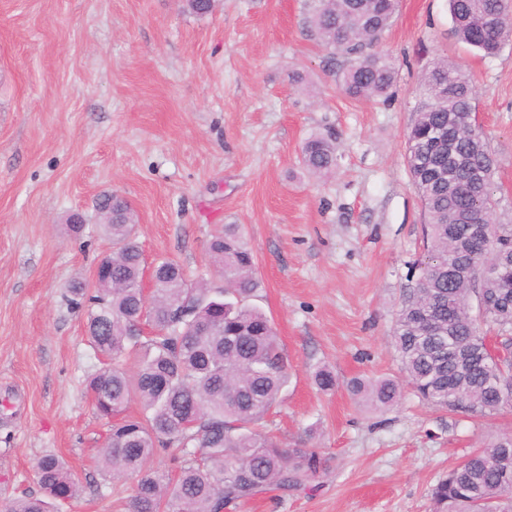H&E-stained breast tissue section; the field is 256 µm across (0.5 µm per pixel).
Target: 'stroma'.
<instances>
[{
	"label": "stroma",
	"instance_id": "obj_1",
	"mask_svg": "<svg viewBox=\"0 0 512 512\" xmlns=\"http://www.w3.org/2000/svg\"><path fill=\"white\" fill-rule=\"evenodd\" d=\"M309 0H219L199 17L182 0H0V505L38 493L53 452L81 486L58 512H125L131 483L106 488L109 425L85 387L99 363L68 287L91 281L110 240L87 225L116 192L134 208L146 262L178 260L222 285L210 235L240 224L288 356L269 420L289 447L310 441L328 470L302 492L273 489L237 512H429L433 486L479 442L512 429L451 413L403 386L367 407L353 380L401 377L391 331L416 280L424 212L405 160L420 79L458 65L496 160L501 223L512 222V41L484 57L452 32L447 0H400L377 49L393 62L388 99L354 100L335 82L347 59L310 33ZM301 74L305 85L293 82ZM336 136L333 176L303 170L305 139ZM336 386L320 391L313 372Z\"/></svg>",
	"mask_w": 512,
	"mask_h": 512
}]
</instances>
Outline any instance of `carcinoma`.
Instances as JSON below:
<instances>
[{
	"label": "carcinoma",
	"mask_w": 512,
	"mask_h": 512,
	"mask_svg": "<svg viewBox=\"0 0 512 512\" xmlns=\"http://www.w3.org/2000/svg\"><path fill=\"white\" fill-rule=\"evenodd\" d=\"M398 0H312L310 32L331 53L354 62L338 78L349 97L387 94L395 69L368 52L389 29ZM454 34L494 56L512 40L508 0H449ZM422 99L405 135L406 163L424 209L425 256L405 289L392 343L408 384L422 401L451 412L493 416L508 405L499 382L512 372V224L495 220L489 145L466 117L474 107L469 77L446 60L427 70ZM314 176L336 169V138L313 134L302 147ZM112 239L105 274L89 288L74 282L71 308L86 314L89 347L101 367L88 379L97 414L111 422L100 461L116 483L136 477L127 512H230L270 489L299 492L326 470L315 449L285 448L262 421L288 383V357L272 318L252 306L261 287L256 257L239 224H226L207 243L224 287L187 281L175 260L155 261L144 303V256L137 216L120 196L96 204ZM474 223L486 226L498 249L490 274L462 268L461 241ZM501 337L507 356L490 357L487 333ZM135 360L129 370L125 361ZM318 389L335 387L324 368L312 374ZM353 392L374 407L400 397L389 376L357 381ZM139 413L127 414L131 401ZM178 448L177 477L149 466L160 450ZM39 496L16 498L0 512H51L54 502L77 498L78 482L54 454L34 466ZM431 512H512V432H505L452 466L431 492Z\"/></svg>",
	"instance_id": "1"
}]
</instances>
